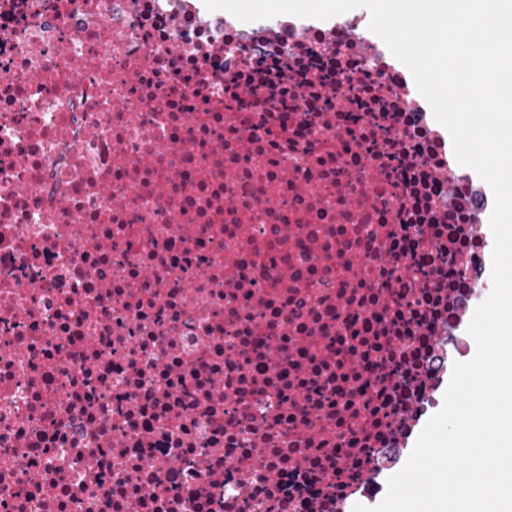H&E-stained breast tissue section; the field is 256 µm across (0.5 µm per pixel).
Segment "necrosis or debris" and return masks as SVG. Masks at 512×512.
<instances>
[{
  "mask_svg": "<svg viewBox=\"0 0 512 512\" xmlns=\"http://www.w3.org/2000/svg\"><path fill=\"white\" fill-rule=\"evenodd\" d=\"M194 2L0 0V512H347L483 301L363 17Z\"/></svg>",
  "mask_w": 512,
  "mask_h": 512,
  "instance_id": "4bbe7bcc",
  "label": "necrosis or debris"
}]
</instances>
